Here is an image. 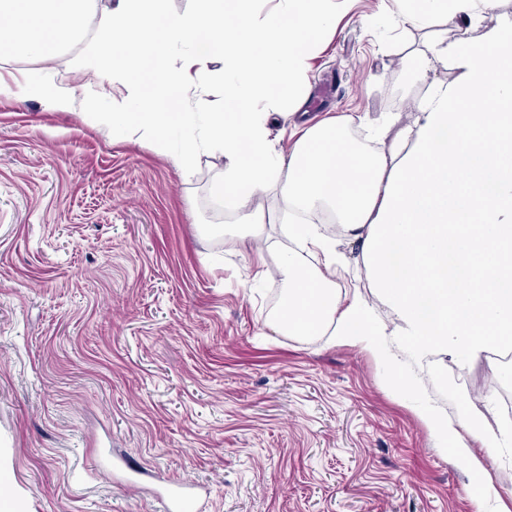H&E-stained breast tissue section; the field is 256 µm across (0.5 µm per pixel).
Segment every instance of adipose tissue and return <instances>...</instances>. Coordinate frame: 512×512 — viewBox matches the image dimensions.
Returning <instances> with one entry per match:
<instances>
[{
  "label": "adipose tissue",
  "instance_id": "obj_1",
  "mask_svg": "<svg viewBox=\"0 0 512 512\" xmlns=\"http://www.w3.org/2000/svg\"><path fill=\"white\" fill-rule=\"evenodd\" d=\"M346 0H278L257 21L253 0H201L199 9L167 12L162 0H118L98 20L99 46L90 50L97 84L136 91L120 112L85 107L93 124L116 139L139 130L155 135L168 152V134L186 138L182 162L197 140H215L224 156V179L213 189L244 232L235 243L251 250L263 235L257 224L260 194L285 202L288 222L258 257L253 279L278 278L283 295L270 324L283 335L327 329L333 344H363L384 365L396 355L388 336L406 337L415 356L479 358L512 342V18L480 38L427 35L418 51L400 48L414 78L428 61L451 67L452 82L428 86L412 122H368L348 113L306 126L288 145L269 139V111L302 104L310 60L329 35ZM500 0H394L406 29L452 13L476 23ZM10 25L5 38L27 54L48 60L65 40L85 29L87 0H0ZM187 45L180 68L173 46ZM224 60V107L196 114L173 111L172 97H186L191 74ZM45 88L49 107L72 111L75 87L46 86L42 72L0 73V95L22 97ZM336 215L345 233L363 243L379 299L340 294L336 273L346 265L340 239L314 224L316 214ZM387 317H380V308ZM425 419L434 436L469 459L470 440L501 447L505 434L472 407L451 420L438 411Z\"/></svg>",
  "mask_w": 512,
  "mask_h": 512
}]
</instances>
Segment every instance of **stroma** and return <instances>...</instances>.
I'll return each instance as SVG.
<instances>
[{"label": "stroma", "instance_id": "1", "mask_svg": "<svg viewBox=\"0 0 512 512\" xmlns=\"http://www.w3.org/2000/svg\"><path fill=\"white\" fill-rule=\"evenodd\" d=\"M94 33L50 61L0 48V71L86 82ZM393 0H348L283 124L359 112L412 120L426 85L392 59ZM140 132L113 140L42 91L0 95V492L15 512H161L157 481L210 492L205 512H512V446L458 461L423 418L463 399L489 420L512 393L491 358L441 366L402 350L283 336L282 297L251 280L212 187L224 156L202 140L191 169Z\"/></svg>", "mask_w": 512, "mask_h": 512}]
</instances>
